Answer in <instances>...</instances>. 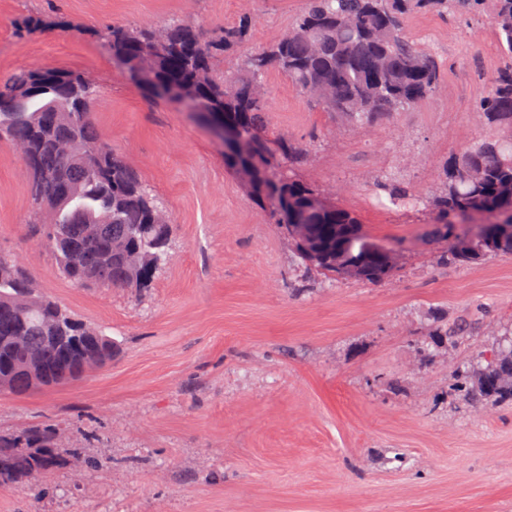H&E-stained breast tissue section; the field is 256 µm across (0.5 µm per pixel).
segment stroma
I'll list each match as a JSON object with an SVG mask.
<instances>
[{"instance_id":"stroma-1","label":"stroma","mask_w":512,"mask_h":512,"mask_svg":"<svg viewBox=\"0 0 512 512\" xmlns=\"http://www.w3.org/2000/svg\"><path fill=\"white\" fill-rule=\"evenodd\" d=\"M304 0H0V72L38 64L84 73L93 120L165 203L170 259L150 288H80L30 222L24 162L0 142V251L43 293L101 326L120 348L68 385L0 392V436L57 434L58 465L38 488L0 487V512H512V406L470 405L457 365L512 335V257L462 267L446 243L417 240L428 210L375 189L398 171L419 196L447 161L496 135L475 104L501 60L487 14L419 10L407 33L443 81L416 108L350 128L286 76L267 85L272 133L312 161L297 177L400 246L378 284L305 267L269 211L224 166L200 118L132 82L95 36L175 18L220 26L256 18L239 56L287 32ZM48 16L59 29L20 32ZM480 322L457 347L436 328ZM431 361H424V352Z\"/></svg>"}]
</instances>
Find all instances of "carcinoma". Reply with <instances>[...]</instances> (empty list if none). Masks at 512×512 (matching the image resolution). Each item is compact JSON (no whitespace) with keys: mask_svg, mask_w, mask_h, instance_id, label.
Instances as JSON below:
<instances>
[{"mask_svg":"<svg viewBox=\"0 0 512 512\" xmlns=\"http://www.w3.org/2000/svg\"><path fill=\"white\" fill-rule=\"evenodd\" d=\"M488 9L501 48L502 66L477 112L501 128L447 165L435 191L422 198L398 172L377 180L392 204L435 213L427 241L448 243L447 259L478 264L512 255V0H306L288 33L241 59L234 53L253 32L242 16L222 27L172 19L161 25H112L97 33L112 56L127 62L129 78L152 96L153 84L183 89L198 113H215L235 124L245 149L224 150L225 168L242 182L275 223L311 224L318 243L311 265L336 277V251L356 265L361 281L389 278L373 240L359 219L340 206L318 208L317 192L291 168L307 161L299 142L269 132L268 101L252 97V84L272 72L304 92L313 84L336 87V101L315 102L352 125L411 109L441 83L436 57L405 33L416 9L474 14ZM98 86L86 87L69 69L23 67L0 74V140L25 144L24 163L36 204L35 223L46 207L56 214L43 225L45 243L61 275L81 287L148 288L167 262L169 212L141 174L100 136L91 118ZM68 142L72 152L55 149ZM459 217H479L484 239L454 232ZM118 346L100 327L78 318L38 291L11 254L0 252V390L25 394L32 387L16 373L26 359L42 365L41 387L63 386L112 361ZM455 391L472 404L512 402V341L490 359L455 370ZM53 429L22 438H0V485H34L32 474L56 464ZM16 448L35 452L16 453Z\"/></svg>","mask_w":512,"mask_h":512,"instance_id":"obj_1","label":"carcinoma"}]
</instances>
